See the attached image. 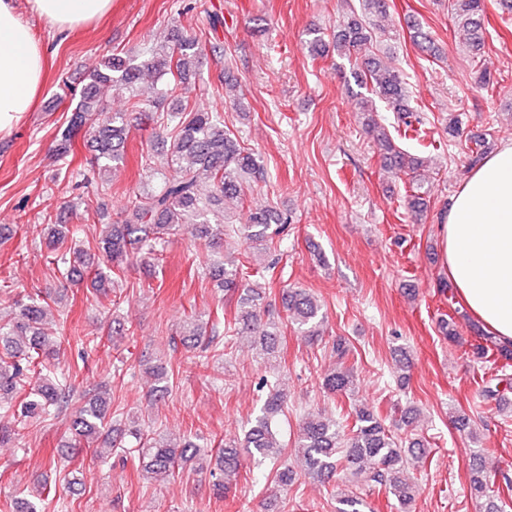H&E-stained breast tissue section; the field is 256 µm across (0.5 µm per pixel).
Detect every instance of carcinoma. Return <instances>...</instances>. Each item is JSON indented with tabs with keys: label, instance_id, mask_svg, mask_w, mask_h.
I'll return each mask as SVG.
<instances>
[{
	"label": "carcinoma",
	"instance_id": "1",
	"mask_svg": "<svg viewBox=\"0 0 512 512\" xmlns=\"http://www.w3.org/2000/svg\"><path fill=\"white\" fill-rule=\"evenodd\" d=\"M347 10L336 26L332 42L324 32L316 30L308 42L312 57L336 51L339 57L368 53L365 68L354 72L360 88H370L371 96L359 94L358 112L367 134L382 142L386 150L384 167L412 175L420 170L427 158L396 146L381 122L376 102L394 114V121L405 129L418 131L425 118L411 105L407 83L400 70L388 67L373 56L374 45L390 40L385 32L375 31L370 18L386 13V0H355L346 2ZM454 23L470 35L472 46L480 50L483 43L481 0H451ZM202 49L196 38L172 27L143 56L114 54L104 68L92 74L81 93L63 130L56 138L55 159L71 165L73 147L79 133L90 135L93 155L85 168L71 175L86 182H97L106 189V176L124 161L125 144L132 122L142 123L149 117L147 109L160 108L166 102L171 85L184 83L194 75ZM218 82L224 86V101L240 98L239 85L230 82L226 69H221ZM129 93L127 107L112 111L108 92ZM167 144V167L171 173H160L158 186L128 197L123 204L120 220L101 230L99 243L108 257L91 278L93 290L107 293L115 286L119 274L151 260L158 259L169 239L186 228L218 255L243 241L253 253L267 250L280 225L289 217L267 205L250 214V222L241 228L224 222V204L243 203L245 189L266 179L261 156L244 146L224 127V113L182 106L166 114L163 130L155 133ZM426 190L417 185L412 190L409 208L414 218L427 210ZM90 261L84 248L74 244L56 260L55 271L62 282L55 293H36L17 302L19 316L0 319V400L28 386L26 397L19 405L0 406V443L15 435L14 425L26 418L58 415L69 412L73 446L89 442L107 426L105 405L100 393L76 402L69 377L59 368L53 337L47 335L46 321L52 306L62 304L69 288L86 278ZM215 285L224 291V299L235 301L231 320L224 313L204 316L193 313L180 325V341L201 351H217V338L224 332L235 336H251L258 346L259 357L271 369L280 365L282 330L266 317L268 310L266 287L259 281L240 279L235 260L216 261L209 270ZM282 303L291 325L308 341L322 335L323 315L315 297L302 288L283 290ZM331 353L336 366L324 376L325 388L334 395L351 396L358 384L354 367L346 365L350 348L346 341H333ZM260 388L266 399L259 413L249 423L243 435L224 440V447L215 455V468L210 476L217 478L214 486L228 491L231 478L238 475L241 454L276 466L267 479L269 497L276 496L297 476L294 463H300L303 474L322 484L339 479L344 487L334 490L338 512H373L366 498L374 491L384 492L397 512H412L417 485L408 476V466L421 463L429 450L420 438L405 441L395 437L374 410L362 406L355 410L351 429L327 420L319 414L302 416L293 447L296 460H291L282 443L279 417L288 407V394L276 379L260 378ZM512 392V380L492 376L483 380L480 396L488 404L501 406ZM134 444V459L143 475L151 479L175 476L194 460L209 457L208 446L187 437L177 438L155 431L151 423L135 420L130 429ZM124 447L122 439L114 438L104 448L94 449V459L100 466L108 464L112 450ZM512 487V476L500 469L488 470L480 451L471 455L470 487L484 498L483 512H507V504L495 494L494 487Z\"/></svg>",
	"mask_w": 512,
	"mask_h": 512
}]
</instances>
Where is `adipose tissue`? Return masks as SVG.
Returning <instances> with one entry per match:
<instances>
[{"label":"adipose tissue","mask_w":512,"mask_h":512,"mask_svg":"<svg viewBox=\"0 0 512 512\" xmlns=\"http://www.w3.org/2000/svg\"><path fill=\"white\" fill-rule=\"evenodd\" d=\"M60 29L91 23L112 0H28ZM42 44L12 0H0V134L29 112L41 89ZM441 266L463 306L492 336L512 342V141L463 181L439 226Z\"/></svg>","instance_id":"ef3b65f1"}]
</instances>
